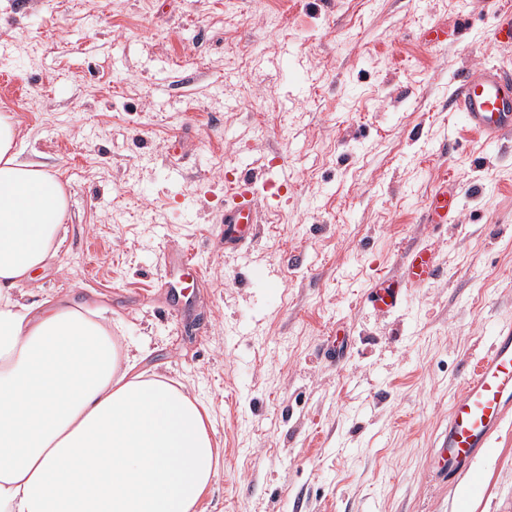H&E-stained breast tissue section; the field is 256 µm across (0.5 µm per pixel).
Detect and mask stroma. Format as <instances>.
<instances>
[{
	"label": "stroma",
	"instance_id": "1",
	"mask_svg": "<svg viewBox=\"0 0 512 512\" xmlns=\"http://www.w3.org/2000/svg\"><path fill=\"white\" fill-rule=\"evenodd\" d=\"M492 0H0V114L60 180L55 257L25 300L111 325L134 373L204 404L203 512H512V431L479 487L433 467L452 396L512 320V149L451 109L512 64ZM444 44L428 42L433 24ZM39 86L28 108L25 93ZM287 160L254 241L224 247V188ZM455 212L423 223L435 185ZM440 268L395 313L363 293L408 244ZM190 247L184 299L162 252Z\"/></svg>",
	"mask_w": 512,
	"mask_h": 512
}]
</instances>
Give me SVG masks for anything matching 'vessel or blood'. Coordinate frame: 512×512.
I'll list each match as a JSON object with an SVG mask.
<instances>
[{
	"mask_svg": "<svg viewBox=\"0 0 512 512\" xmlns=\"http://www.w3.org/2000/svg\"><path fill=\"white\" fill-rule=\"evenodd\" d=\"M496 42L512 45V10H495ZM453 109L464 124L485 141L495 143L512 135V71L497 65L465 70L460 78ZM288 187V168H280L256 186L247 175L231 179L224 193V246L235 249L251 243L258 224L256 197L265 193L278 201ZM455 198L440 185L425 210L429 224L450 220ZM439 270L431 253L411 244L404 250L401 274L379 277L362 296L367 307L380 312L400 310L411 289L437 278ZM512 424V322L496 323L487 349L468 366L464 383L448 408V430L436 460L438 473L455 477L469 471L476 459L506 425Z\"/></svg>",
	"mask_w": 512,
	"mask_h": 512,
	"instance_id": "vessel-or-blood-1",
	"label": "vessel or blood"
}]
</instances>
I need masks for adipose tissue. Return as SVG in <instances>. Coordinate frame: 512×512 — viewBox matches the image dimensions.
I'll list each match as a JSON object with an SVG mask.
<instances>
[{"label":"adipose tissue","instance_id":"ef3b65f1","mask_svg":"<svg viewBox=\"0 0 512 512\" xmlns=\"http://www.w3.org/2000/svg\"><path fill=\"white\" fill-rule=\"evenodd\" d=\"M0 116V512H200L216 450L195 402L132 374L86 309L18 297L68 201Z\"/></svg>","mask_w":512,"mask_h":512}]
</instances>
